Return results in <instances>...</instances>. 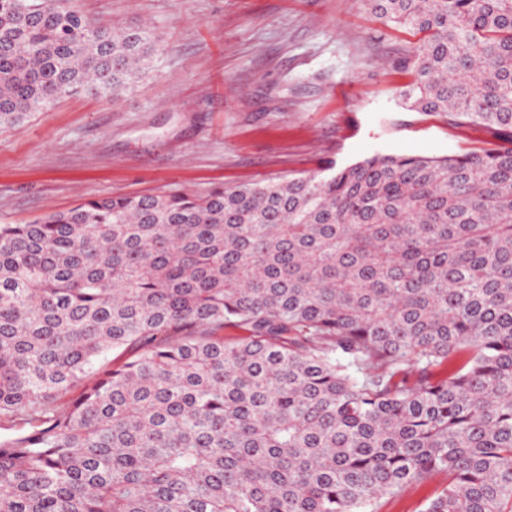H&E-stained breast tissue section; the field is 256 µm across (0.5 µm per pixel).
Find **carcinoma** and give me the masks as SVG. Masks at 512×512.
I'll use <instances>...</instances> for the list:
<instances>
[{
  "instance_id": "cac0c4a2",
  "label": "carcinoma",
  "mask_w": 512,
  "mask_h": 512,
  "mask_svg": "<svg viewBox=\"0 0 512 512\" xmlns=\"http://www.w3.org/2000/svg\"><path fill=\"white\" fill-rule=\"evenodd\" d=\"M362 2L427 33L404 104L501 145L0 224V512H360L435 477L423 512H512V0ZM165 50L0 0V128Z\"/></svg>"
}]
</instances>
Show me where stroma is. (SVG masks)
<instances>
[{
    "label": "stroma",
    "instance_id": "35a3bbf8",
    "mask_svg": "<svg viewBox=\"0 0 512 512\" xmlns=\"http://www.w3.org/2000/svg\"><path fill=\"white\" fill-rule=\"evenodd\" d=\"M166 43L156 75L119 97L76 93L0 130V224L81 199L282 179L374 153L494 147L490 129L414 112L395 62L419 33L360 0H73Z\"/></svg>",
    "mask_w": 512,
    "mask_h": 512
}]
</instances>
